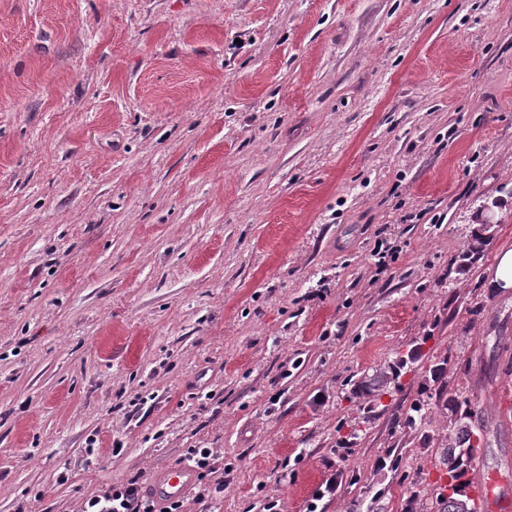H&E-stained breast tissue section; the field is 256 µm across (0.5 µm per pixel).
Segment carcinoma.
Returning <instances> with one entry per match:
<instances>
[{
	"label": "carcinoma",
	"instance_id": "1",
	"mask_svg": "<svg viewBox=\"0 0 512 512\" xmlns=\"http://www.w3.org/2000/svg\"><path fill=\"white\" fill-rule=\"evenodd\" d=\"M488 244V237L474 234L462 260L469 262L478 258ZM419 356L420 348L409 350L406 355L398 357L397 361L360 381L353 393L368 397L372 403L380 400L382 395L389 393L390 387L399 386L402 371ZM447 365L448 359L445 358L429 366L410 411L402 415L392 414V423L402 433L412 434L419 430L425 420L429 405L434 404L440 408L441 414L448 421V439L442 440L434 433H423L420 445L423 451L435 449L438 463L447 467L446 474L453 493L445 496L438 486L433 490L429 489L419 471L411 475L405 472L401 475V481L408 482V486L402 512H418L422 502L426 504V512H462L465 505L474 504L469 494V474L473 471V463L480 448L481 423L476 419L470 398L447 391Z\"/></svg>",
	"mask_w": 512,
	"mask_h": 512
}]
</instances>
